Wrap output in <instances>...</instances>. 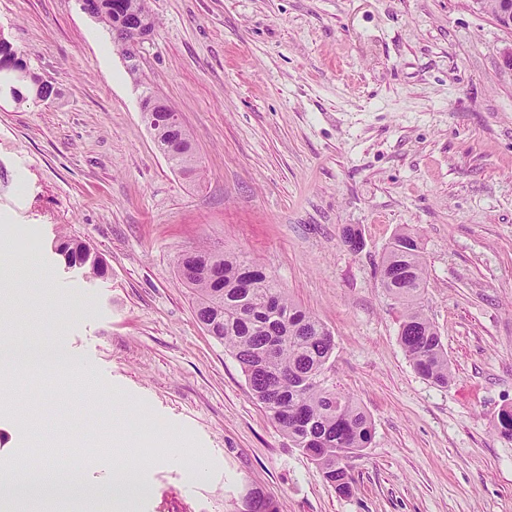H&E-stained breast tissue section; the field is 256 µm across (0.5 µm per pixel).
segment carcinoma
<instances>
[{
    "instance_id": "1",
    "label": "carcinoma",
    "mask_w": 512,
    "mask_h": 512,
    "mask_svg": "<svg viewBox=\"0 0 512 512\" xmlns=\"http://www.w3.org/2000/svg\"><path fill=\"white\" fill-rule=\"evenodd\" d=\"M82 9L115 35L114 44L128 73L138 65L130 44L132 31L155 30L147 0H80ZM15 102L45 101L51 85L40 80L23 56L0 34V94ZM146 122L158 150L173 168L193 173L199 160L186 130L172 121L174 110L156 95H144ZM89 247L62 237L56 251L65 263L86 268L91 277L104 275L101 261ZM381 284L399 313V342L414 370L441 387L451 369L442 338L423 308L427 272L419 238L398 232L381 260ZM178 274L190 289L198 321L236 359L253 398L268 418L316 464L325 481L340 495L352 491L349 470L341 458L369 446L372 424L360 404L320 378L334 349L330 330L286 294L260 264L234 252L204 247L184 254ZM495 429L512 439V407L502 409ZM244 512H279L277 504L257 492Z\"/></svg>"
}]
</instances>
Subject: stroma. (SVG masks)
Returning <instances> with one entry per match:
<instances>
[{"instance_id":"stroma-1","label":"stroma","mask_w":512,"mask_h":512,"mask_svg":"<svg viewBox=\"0 0 512 512\" xmlns=\"http://www.w3.org/2000/svg\"><path fill=\"white\" fill-rule=\"evenodd\" d=\"M130 76L78 0H0V32L58 92L0 98V251L39 257L7 283L14 333L93 377L0 397V459L54 447L75 490L138 461L130 512H512V32L474 0H148ZM178 112L185 176L142 118L143 87ZM359 231L360 251L343 240ZM420 239L424 308L453 373L413 369L380 281L395 234ZM86 242L105 277L51 249ZM207 246L257 259L336 345L326 381L369 414L342 496L267 417L198 322L178 262ZM190 448L194 473L170 446Z\"/></svg>"}]
</instances>
